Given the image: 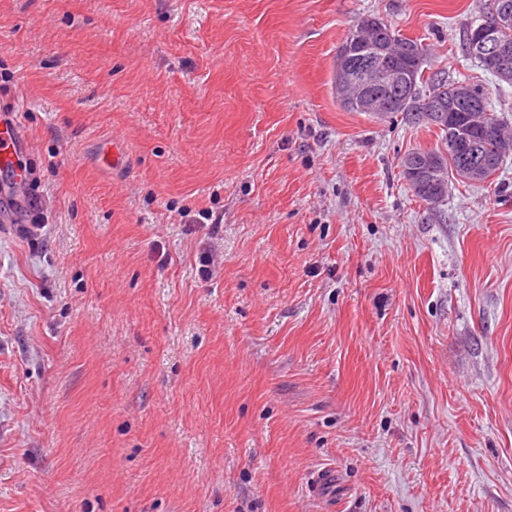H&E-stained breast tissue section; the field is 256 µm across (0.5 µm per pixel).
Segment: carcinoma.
<instances>
[{
    "label": "carcinoma",
    "instance_id": "carcinoma-1",
    "mask_svg": "<svg viewBox=\"0 0 512 512\" xmlns=\"http://www.w3.org/2000/svg\"><path fill=\"white\" fill-rule=\"evenodd\" d=\"M374 22L378 28L386 31V39L381 43V46L386 48V56L380 59L381 65L404 74L405 80L388 85H380L374 81L372 71L366 66L364 58L360 55V50L365 45L363 27L365 20L361 19L348 29L340 47L351 53L354 70L364 82V96L375 95L386 103L381 115L386 117L399 115L406 124L422 126L424 122L420 121L419 114L413 111V103L417 96L428 90L439 91L441 100L450 104L448 125L438 128L441 140L448 142L462 135L461 126L466 120V103L460 101L455 93L459 81H450L438 74L425 76V66L430 55V48L419 39L402 36L391 24L379 17L374 18ZM477 25L478 21L474 20L463 29V50L486 73L494 77L496 73L472 49ZM467 86L474 93V97L470 98V101L478 106L482 115L480 124L472 128L468 135L474 138L479 150L505 157L506 151L512 148V137L509 136V127L512 126V122L492 108L488 87L477 81L469 82ZM426 153L439 155L440 164L438 172L432 177V184L426 188L425 194L417 193L415 197L425 203L432 202L434 206L438 207L448 197V184L453 181L465 182L468 180V176L464 173L465 166L459 157L444 156L438 149H428Z\"/></svg>",
    "mask_w": 512,
    "mask_h": 512
}]
</instances>
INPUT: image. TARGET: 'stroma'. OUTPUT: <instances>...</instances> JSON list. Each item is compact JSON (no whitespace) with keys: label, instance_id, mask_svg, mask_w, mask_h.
Segmentation results:
<instances>
[{"label":"stroma","instance_id":"35a3bbf8","mask_svg":"<svg viewBox=\"0 0 512 512\" xmlns=\"http://www.w3.org/2000/svg\"><path fill=\"white\" fill-rule=\"evenodd\" d=\"M492 2L0 0V512H512V156L428 210L332 89L375 16L512 120ZM507 1L510 5V16L509 22L505 23L503 27L498 31L497 35L500 38L509 39L512 42V0H494L493 7L490 14H493L495 10L499 9V5ZM502 9L501 14L495 12L494 17L484 19L479 18L468 23L463 29L462 45L466 55L476 61L480 67L489 75L499 79L497 74L503 79H512V44L503 42L498 39L496 31L503 24L506 16ZM479 21V22H478ZM477 32L476 49L481 56L486 57L490 60H498V67L496 73L492 71L488 64L473 51V39L475 37V27ZM22 139L21 126L17 121L11 125H6L2 130L0 127V167L11 165L13 168L16 163V149ZM95 162L101 170L108 172L122 171L129 162V157L118 138L101 142L96 153Z\"/></svg>","mask_w":512,"mask_h":512}]
</instances>
